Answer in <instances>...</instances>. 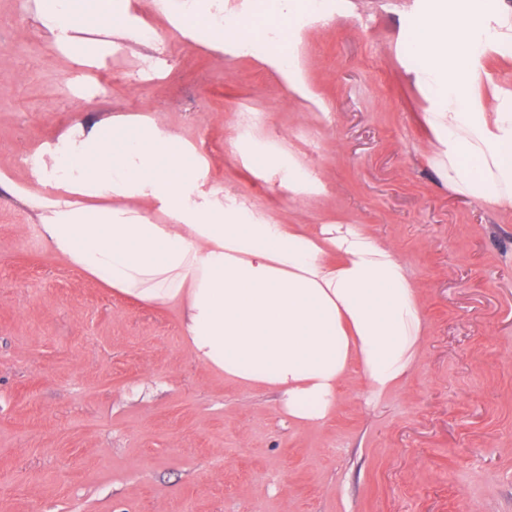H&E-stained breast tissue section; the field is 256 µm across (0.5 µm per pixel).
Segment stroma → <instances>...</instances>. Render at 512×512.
I'll return each mask as SVG.
<instances>
[{"label": "stroma", "mask_w": 512, "mask_h": 512, "mask_svg": "<svg viewBox=\"0 0 512 512\" xmlns=\"http://www.w3.org/2000/svg\"><path fill=\"white\" fill-rule=\"evenodd\" d=\"M422 0H346L304 29L316 102L253 57L170 38L164 74L75 67L0 0V512H512V213L445 187L401 43ZM68 90H61V83ZM161 118L212 182L285 224H364L403 258L427 333L400 386L359 377L319 426L225 380L181 312L53 258L19 200L21 156L77 122ZM248 136L322 185L294 196L237 157Z\"/></svg>", "instance_id": "obj_1"}]
</instances>
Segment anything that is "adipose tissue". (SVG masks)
<instances>
[{"instance_id":"1","label":"adipose tissue","mask_w":512,"mask_h":512,"mask_svg":"<svg viewBox=\"0 0 512 512\" xmlns=\"http://www.w3.org/2000/svg\"><path fill=\"white\" fill-rule=\"evenodd\" d=\"M141 0H36V20L79 67L114 40L159 50ZM169 28L202 33L220 53L246 54L311 101L298 55L302 28L329 20L323 0H150ZM100 29L104 39H90ZM512 44V0H428L403 51L430 102V163L449 188L512 210V94L486 111L483 58ZM255 176L291 195L319 190L296 162L238 145ZM37 189L22 201L53 255L146 306L176 305L197 358L225 379L277 392L298 425L336 410L351 373L372 396L393 391L427 326L401 257L360 224H281L209 184L189 142L150 115L77 123L45 145Z\"/></svg>"}]
</instances>
